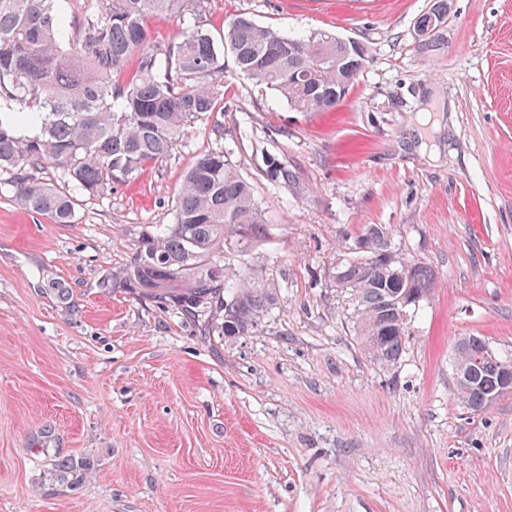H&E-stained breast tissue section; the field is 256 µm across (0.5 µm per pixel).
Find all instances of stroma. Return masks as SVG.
<instances>
[{"mask_svg": "<svg viewBox=\"0 0 512 512\" xmlns=\"http://www.w3.org/2000/svg\"><path fill=\"white\" fill-rule=\"evenodd\" d=\"M438 2L205 0L213 37L242 14L370 62L335 110L298 112L225 57L220 111L73 224L21 210L0 171V512H512V395L472 412L452 371L462 336L512 361V0H446L421 40ZM219 143L274 295L240 336L109 285ZM374 226L437 278L388 366L336 285ZM61 458L90 468L60 483Z\"/></svg>", "mask_w": 512, "mask_h": 512, "instance_id": "stroma-1", "label": "stroma"}]
</instances>
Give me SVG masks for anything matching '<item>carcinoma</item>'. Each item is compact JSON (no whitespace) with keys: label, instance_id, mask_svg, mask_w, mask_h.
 <instances>
[{"label":"carcinoma","instance_id":"1","mask_svg":"<svg viewBox=\"0 0 512 512\" xmlns=\"http://www.w3.org/2000/svg\"><path fill=\"white\" fill-rule=\"evenodd\" d=\"M204 0H101L61 35L56 0H0V170H13L14 201L53 224L76 222V194L97 196L169 156L193 119L217 111L224 51L240 73L281 94L298 112L330 110L369 63L349 41L320 31L284 35L236 15L216 42L203 20ZM446 4L423 14L422 27L443 23ZM152 15L186 16L178 41L155 43ZM136 60L127 73L130 59ZM49 165L65 185L29 173ZM262 212L250 184L223 147L200 155L186 171L170 224L141 235L118 284L150 298H170L186 312H224V335L253 331L273 297L261 272L245 263L228 271L226 259L262 236ZM363 254L346 261L337 286L356 303V335L372 357L395 362L408 327L399 298L435 286L431 269L391 250L383 233L363 238ZM411 270V283L396 276ZM485 340L458 341L454 361L470 363ZM497 358L478 367L477 381L455 384L457 398L484 411L500 387Z\"/></svg>","mask_w":512,"mask_h":512}]
</instances>
